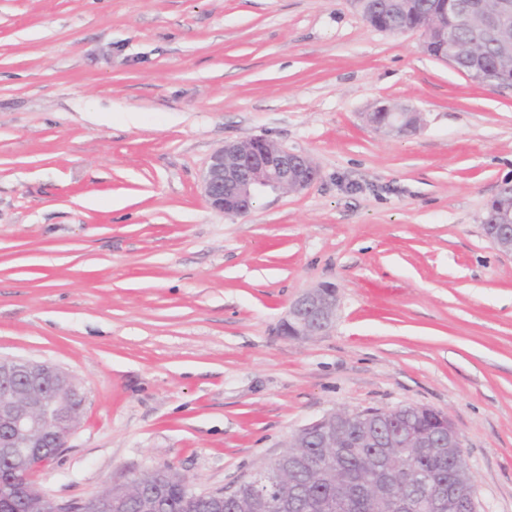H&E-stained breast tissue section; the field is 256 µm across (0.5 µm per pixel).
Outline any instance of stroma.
<instances>
[{
    "mask_svg": "<svg viewBox=\"0 0 512 512\" xmlns=\"http://www.w3.org/2000/svg\"><path fill=\"white\" fill-rule=\"evenodd\" d=\"M423 41L347 0H0V356L87 395L47 496L166 466L227 488L328 413L410 404L458 430L477 512H512V257L480 223L512 92ZM253 138L316 180L214 211L203 169ZM322 285L333 325L286 336Z\"/></svg>",
    "mask_w": 512,
    "mask_h": 512,
    "instance_id": "obj_1",
    "label": "stroma"
}]
</instances>
